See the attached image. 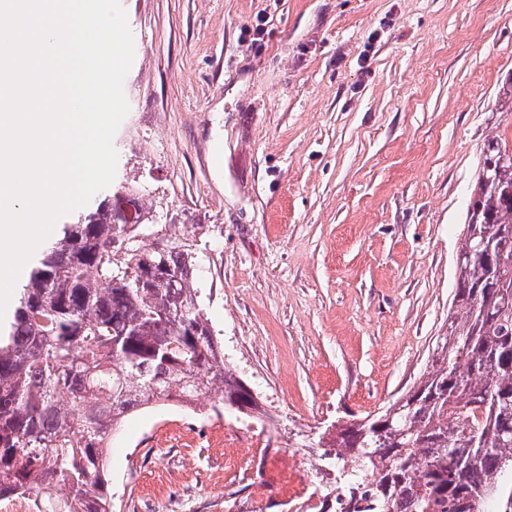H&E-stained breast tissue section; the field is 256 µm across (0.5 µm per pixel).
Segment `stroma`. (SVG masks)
<instances>
[{"instance_id":"1","label":"stroma","mask_w":512,"mask_h":512,"mask_svg":"<svg viewBox=\"0 0 512 512\" xmlns=\"http://www.w3.org/2000/svg\"><path fill=\"white\" fill-rule=\"evenodd\" d=\"M113 188L192 245L229 365L300 454L429 367L484 141L512 134V0H120ZM262 27L261 45L246 32ZM244 416L175 401L105 451L112 512H237Z\"/></svg>"}]
</instances>
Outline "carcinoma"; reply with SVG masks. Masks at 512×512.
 Here are the masks:
<instances>
[{"mask_svg":"<svg viewBox=\"0 0 512 512\" xmlns=\"http://www.w3.org/2000/svg\"><path fill=\"white\" fill-rule=\"evenodd\" d=\"M459 254L448 330L430 367L375 416L336 427L320 461L346 454L377 469L379 512H512V139L483 144ZM130 196L96 202L43 247L0 328V500L31 494L38 512H111L105 437L128 416L214 393L250 418L263 410L197 300V257L154 224L128 223ZM149 238L146 244L143 239ZM493 244L492 260L475 242Z\"/></svg>","mask_w":512,"mask_h":512,"instance_id":"1","label":"carcinoma"}]
</instances>
